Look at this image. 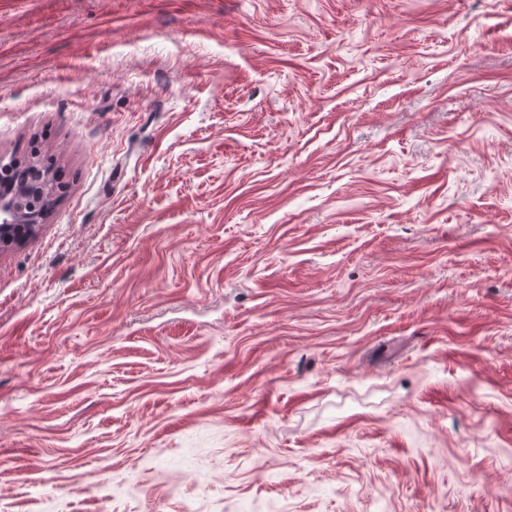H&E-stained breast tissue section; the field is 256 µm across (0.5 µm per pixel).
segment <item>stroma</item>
<instances>
[{
  "instance_id": "1",
  "label": "stroma",
  "mask_w": 512,
  "mask_h": 512,
  "mask_svg": "<svg viewBox=\"0 0 512 512\" xmlns=\"http://www.w3.org/2000/svg\"><path fill=\"white\" fill-rule=\"evenodd\" d=\"M0 512H512V0H0ZM54 191L49 176L32 170L9 194H0V224H10L22 232L24 224L38 223L31 215L51 199Z\"/></svg>"
}]
</instances>
